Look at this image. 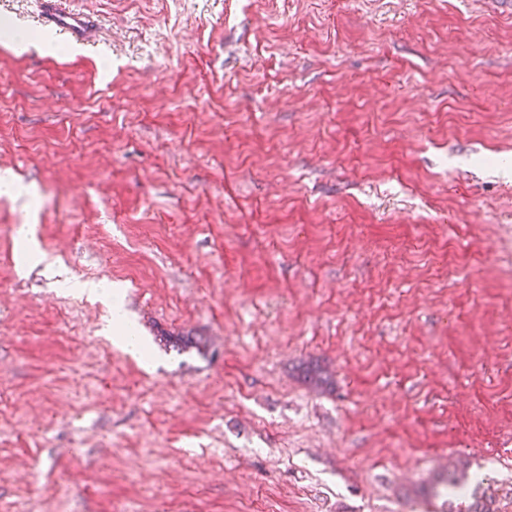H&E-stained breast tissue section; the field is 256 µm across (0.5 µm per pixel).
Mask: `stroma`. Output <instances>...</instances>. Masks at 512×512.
<instances>
[{
  "mask_svg": "<svg viewBox=\"0 0 512 512\" xmlns=\"http://www.w3.org/2000/svg\"><path fill=\"white\" fill-rule=\"evenodd\" d=\"M40 2L0 0V512H512V7L67 0L79 45ZM43 9V25L52 31L67 35L74 41H84L83 33L87 27L88 20L78 13L63 9L56 0H46L42 2ZM79 290L83 293H89L95 295L99 299L107 300L108 298L112 299V311L113 317L117 322H123L124 317L120 312V308L116 302L117 297H119V291L117 288L112 287V284L108 281H101L98 283L84 284L83 288H79Z\"/></svg>",
  "mask_w": 512,
  "mask_h": 512,
  "instance_id": "1",
  "label": "stroma"
}]
</instances>
